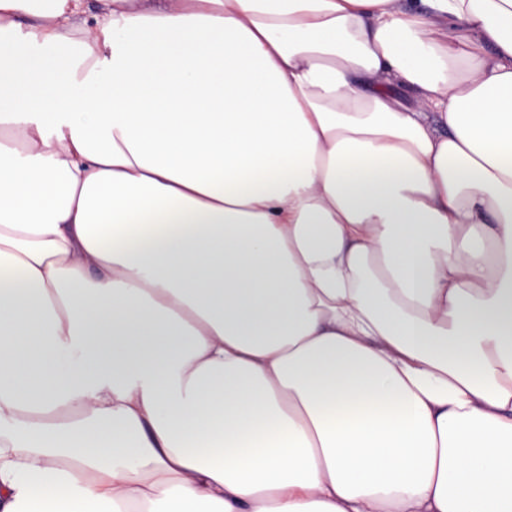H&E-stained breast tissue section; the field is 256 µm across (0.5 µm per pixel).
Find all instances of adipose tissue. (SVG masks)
Masks as SVG:
<instances>
[{
    "label": "adipose tissue",
    "mask_w": 512,
    "mask_h": 512,
    "mask_svg": "<svg viewBox=\"0 0 512 512\" xmlns=\"http://www.w3.org/2000/svg\"><path fill=\"white\" fill-rule=\"evenodd\" d=\"M0 512H512V0H0Z\"/></svg>",
    "instance_id": "obj_1"
}]
</instances>
